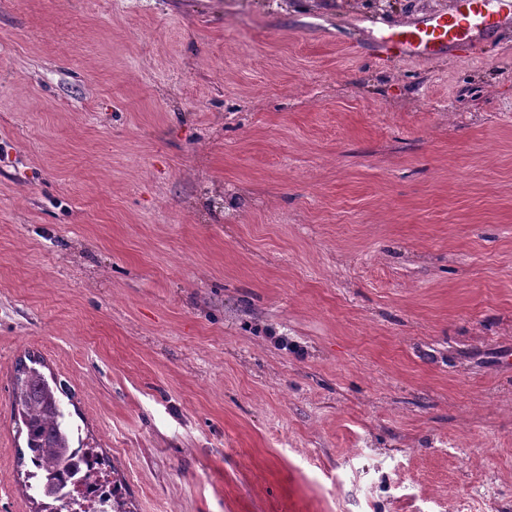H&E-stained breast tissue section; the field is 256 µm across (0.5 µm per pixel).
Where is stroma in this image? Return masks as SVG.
I'll return each mask as SVG.
<instances>
[{
  "label": "stroma",
  "instance_id": "1",
  "mask_svg": "<svg viewBox=\"0 0 512 512\" xmlns=\"http://www.w3.org/2000/svg\"><path fill=\"white\" fill-rule=\"evenodd\" d=\"M455 5L0 0V512L29 359L129 512H512V16L381 44ZM468 10L440 12L428 20L396 26L384 39L385 49L405 58L447 54L468 45L476 32L493 31L501 22L489 6L494 0H463Z\"/></svg>",
  "mask_w": 512,
  "mask_h": 512
}]
</instances>
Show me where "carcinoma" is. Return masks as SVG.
<instances>
[{
	"label": "carcinoma",
	"mask_w": 512,
	"mask_h": 512,
	"mask_svg": "<svg viewBox=\"0 0 512 512\" xmlns=\"http://www.w3.org/2000/svg\"><path fill=\"white\" fill-rule=\"evenodd\" d=\"M14 397L33 466L27 478L35 480L39 489L48 481L61 489L63 497L52 498L54 506L46 512H75L71 487L87 479L83 468L87 464L83 439L73 438L55 389L37 368L17 370Z\"/></svg>",
	"instance_id": "cac0c4a2"
}]
</instances>
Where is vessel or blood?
I'll return each mask as SVG.
<instances>
[{"mask_svg": "<svg viewBox=\"0 0 512 512\" xmlns=\"http://www.w3.org/2000/svg\"><path fill=\"white\" fill-rule=\"evenodd\" d=\"M467 10L432 15L428 20L406 23L392 29L384 40L386 50L405 58L443 55L468 45L478 32L493 31L499 20L491 0H466Z\"/></svg>", "mask_w": 512, "mask_h": 512, "instance_id": "obj_1", "label": "vessel or blood"}]
</instances>
